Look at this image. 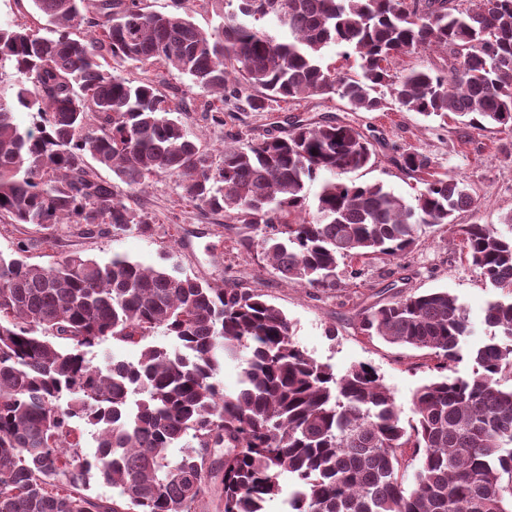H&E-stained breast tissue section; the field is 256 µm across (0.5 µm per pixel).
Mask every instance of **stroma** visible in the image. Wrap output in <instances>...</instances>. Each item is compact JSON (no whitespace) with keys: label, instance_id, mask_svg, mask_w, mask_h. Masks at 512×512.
<instances>
[{"label":"stroma","instance_id":"1","mask_svg":"<svg viewBox=\"0 0 512 512\" xmlns=\"http://www.w3.org/2000/svg\"><path fill=\"white\" fill-rule=\"evenodd\" d=\"M118 69L132 81L147 77L160 81L162 91L183 99L188 130L213 153L223 150L234 131L240 132L244 147L279 132L277 123L283 115L277 111H248L240 113L236 122L212 123L204 112L209 93L165 66L123 62ZM356 119L363 129L381 132L389 148L380 152L375 165L341 174V181L380 183L405 202H413L422 185L397 166L393 150L414 149L429 156L437 171L467 181L477 193L478 206L460 212L458 223L491 224L512 237V224L503 221L512 212V131L495 125L477 131L453 119L440 123L400 111L395 105L385 112L357 113ZM124 201L148 213L157 227L155 235L126 232L83 238L72 225L59 224L53 230L52 243L46 244L35 227L0 217V252L10 253L19 239L31 238L36 245L28 253L29 260L42 266L73 252L101 261L119 254L177 276L235 281L240 287L259 289L287 315L292 339L306 354L330 365L339 375L359 364L373 367L401 405V420L406 424L416 419L411 404L414 392L436 374L429 368L425 351L362 335L358 329L362 312L378 302L445 290L466 308L471 342L488 341L494 334L484 321L485 309L501 292L486 285L478 271L461 259L446 226L419 227L416 242L403 260H369L358 278H351L349 266L340 265L335 288L322 289L286 282L272 274L261 251L247 253L240 248L228 216L203 215L183 199L167 174L154 175L145 191L127 195ZM331 327L336 330L332 336L327 333Z\"/></svg>","mask_w":512,"mask_h":512}]
</instances>
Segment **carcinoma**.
Instances as JSON below:
<instances>
[{"label": "carcinoma", "mask_w": 512, "mask_h": 512, "mask_svg": "<svg viewBox=\"0 0 512 512\" xmlns=\"http://www.w3.org/2000/svg\"><path fill=\"white\" fill-rule=\"evenodd\" d=\"M149 10L147 0H33L51 28L0 27V64L27 76L15 102L0 97V216L93 237H151L144 212L125 204L92 163L130 190L167 173L203 213L232 215L239 245L261 248L286 282L336 287L341 260L403 258L423 225L456 229L460 254L503 291L485 323L498 335L466 349L469 317L446 291L378 303L360 331L427 351L436 380L411 398L417 419L370 366L338 375L303 352L286 314L255 289L177 277L120 255L69 253L44 267L32 242L0 254V512H194L222 485L223 512H267L295 489L288 512H512V237L489 224H457L476 207L465 181L408 149L398 164L422 181L408 204L379 183L334 179L375 160L354 121L292 117L288 131L214 156L182 120L177 95L137 84L108 60L162 64L215 101L217 125L272 102L338 97L350 112L389 102L425 117L454 114L473 129L512 124V0H238L210 31L191 0ZM270 18L277 38L255 22ZM359 61L335 74L324 50ZM443 50L444 69L391 65ZM39 121L21 127L16 108ZM317 217L306 185L320 174ZM161 329L176 346L148 345ZM141 343L135 362L101 368L87 349ZM244 354L241 388L215 382L225 357ZM477 367L454 375L464 358ZM95 428L83 452L80 424ZM98 477L118 489L91 492Z\"/></svg>", "instance_id": "obj_1"}]
</instances>
